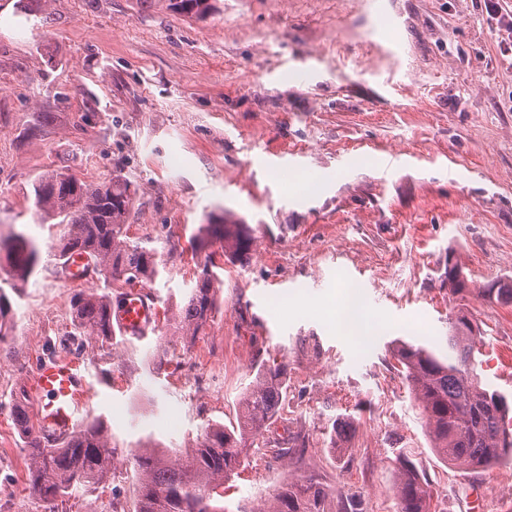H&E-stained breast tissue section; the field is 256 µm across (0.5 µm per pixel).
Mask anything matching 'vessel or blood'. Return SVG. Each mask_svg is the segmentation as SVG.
Segmentation results:
<instances>
[{"label":"vessel or blood","mask_w":512,"mask_h":512,"mask_svg":"<svg viewBox=\"0 0 512 512\" xmlns=\"http://www.w3.org/2000/svg\"><path fill=\"white\" fill-rule=\"evenodd\" d=\"M113 319L130 336H145L158 324V310L143 291L133 290ZM36 402L32 414L42 432L63 440L75 429L85 405L87 386L77 365L67 358L42 362L31 381Z\"/></svg>","instance_id":"b4317fda"}]
</instances>
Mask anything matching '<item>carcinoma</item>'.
I'll return each mask as SVG.
<instances>
[{"label":"carcinoma","mask_w":512,"mask_h":512,"mask_svg":"<svg viewBox=\"0 0 512 512\" xmlns=\"http://www.w3.org/2000/svg\"><path fill=\"white\" fill-rule=\"evenodd\" d=\"M145 8L163 3L174 13L205 19L219 12L218 0H137ZM134 190L115 175L107 183H89L74 175L51 173L34 185V214L40 222L58 220L62 227L56 245V264L63 266L75 253L87 255L104 287L81 291L73 301L72 340L89 338L98 344L100 373H112L114 351L129 343L112 324V312L124 293L114 285L147 284L166 272L155 248L128 235ZM199 241L218 246L221 254L244 263L256 239L247 225L204 224ZM39 259L36 244L23 233L0 236V265L8 270L11 288L25 283ZM456 271L448 296L464 298L468 290L464 270L454 253H448ZM214 257L200 267L193 286L182 301L166 309L165 320L173 333L195 338L213 316L216 303ZM488 302L512 304V282L495 281L478 291ZM11 297L0 287V336L14 329ZM478 326L464 305L448 317V352H436L419 343L397 339L391 354L425 418L430 448L443 462L462 469H488L512 462V429L507 420L512 407L506 398L481 386L476 373ZM285 365L257 363L255 378L243 394L238 423L209 425L195 446L184 450L160 448L147 441L132 456L137 484L136 512H224V485L239 476L243 457L255 446L286 399L282 380ZM13 421L27 439L29 496L44 512H67L68 503L88 491L105 487L115 475L118 448L112 433L99 419L81 426L64 441L36 429L25 392L13 404ZM396 481V512H435L430 482L400 449ZM257 512H361L355 497L328 491L313 474L282 485Z\"/></svg>","instance_id":"1"}]
</instances>
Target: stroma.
Listing matches in <instances>:
<instances>
[{
	"instance_id": "35a3bbf8",
	"label": "stroma",
	"mask_w": 512,
	"mask_h": 512,
	"mask_svg": "<svg viewBox=\"0 0 512 512\" xmlns=\"http://www.w3.org/2000/svg\"><path fill=\"white\" fill-rule=\"evenodd\" d=\"M381 5L398 26L365 0H220L204 20L136 0H0V234L25 233L40 255L14 297L16 329L0 338V512L35 506L12 405L56 356L86 380L80 422L103 417L128 454L148 437L191 447L209 423L236 421L256 361L287 363V398L264 437L298 453L275 462L250 449L227 512H252L309 473L358 494L364 512H396L400 448L431 480L437 512H512V465L440 462L389 354L398 338L444 347L449 254L471 288L512 280V56L486 22L488 0ZM391 39L399 74L377 47ZM293 157L295 172L280 174ZM51 172L131 182L129 235L167 260L143 287L161 308L208 255L190 246L199 225L230 214L250 227L257 248L246 264L222 260L217 311L193 342L158 325L117 348L108 381L93 342L66 343L73 295L102 282L62 275L58 226L33 218V185ZM342 288L384 325L345 335ZM465 305L485 342L481 383L512 399V305ZM165 348L181 361L171 377L143 364ZM173 409L176 429L164 424ZM347 417L356 429L341 452L332 428ZM117 468L70 512H134L133 467Z\"/></svg>"
}]
</instances>
